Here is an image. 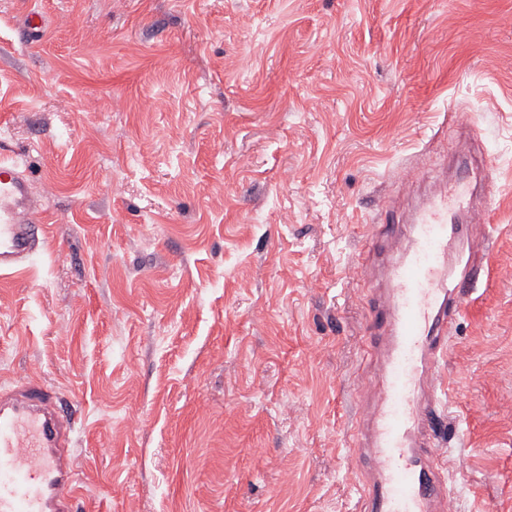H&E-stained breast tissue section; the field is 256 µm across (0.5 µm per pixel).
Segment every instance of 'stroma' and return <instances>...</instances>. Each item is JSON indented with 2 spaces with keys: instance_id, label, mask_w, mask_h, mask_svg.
I'll use <instances>...</instances> for the list:
<instances>
[{
  "instance_id": "obj_1",
  "label": "stroma",
  "mask_w": 512,
  "mask_h": 512,
  "mask_svg": "<svg viewBox=\"0 0 512 512\" xmlns=\"http://www.w3.org/2000/svg\"><path fill=\"white\" fill-rule=\"evenodd\" d=\"M468 149L494 230L441 364L450 512H512V0H0V157L45 226L0 275V385L75 413L77 512H360L351 270Z\"/></svg>"
}]
</instances>
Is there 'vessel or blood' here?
I'll return each mask as SVG.
<instances>
[{
  "label": "vessel or blood",
  "mask_w": 512,
  "mask_h": 512,
  "mask_svg": "<svg viewBox=\"0 0 512 512\" xmlns=\"http://www.w3.org/2000/svg\"><path fill=\"white\" fill-rule=\"evenodd\" d=\"M472 183L448 185L411 216L382 225L356 263L373 288L365 350L375 364L360 377L363 400L351 428L359 450L361 512H447L450 464L438 452L445 417L439 365L467 290L489 268L474 233ZM44 239L30 185L18 163L0 159V273L27 265ZM74 423L38 378L0 386V512H76Z\"/></svg>",
  "instance_id": "1"
}]
</instances>
